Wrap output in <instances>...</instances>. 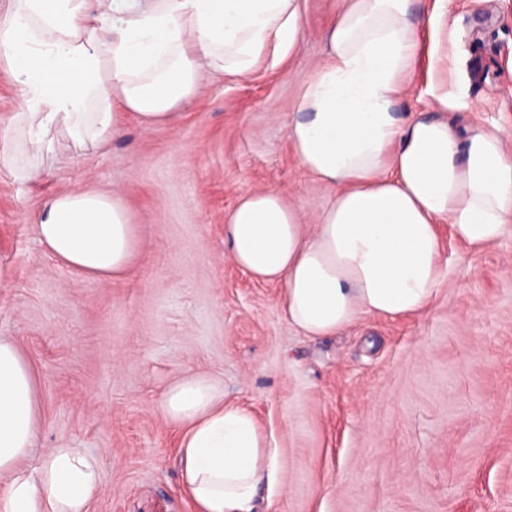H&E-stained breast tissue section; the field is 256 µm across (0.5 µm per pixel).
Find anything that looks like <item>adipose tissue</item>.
<instances>
[{
	"instance_id": "ef3b65f1",
	"label": "adipose tissue",
	"mask_w": 512,
	"mask_h": 512,
	"mask_svg": "<svg viewBox=\"0 0 512 512\" xmlns=\"http://www.w3.org/2000/svg\"><path fill=\"white\" fill-rule=\"evenodd\" d=\"M409 2L347 0L324 33L325 62L302 81L288 139L336 190L315 224L274 189L243 195L225 220L234 263L281 284L284 317L306 337L367 314L427 311L445 270L440 224L476 249L512 235L502 134L395 110L419 50ZM297 20V0H10L0 67L17 77L21 107L0 130V166L33 179L63 151L109 146L122 115L167 122L197 95L202 65L248 74L269 48L296 44ZM34 229L46 253L93 279L125 273L140 247L116 192L54 194ZM158 408L180 433V483L195 512H270L280 452L249 408L225 399L221 378L182 374ZM41 427L31 367L0 339V512H90L99 459L63 440L29 466Z\"/></svg>"
}]
</instances>
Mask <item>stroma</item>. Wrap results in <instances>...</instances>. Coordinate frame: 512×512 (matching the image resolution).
Wrapping results in <instances>:
<instances>
[{
	"instance_id": "35a3bbf8",
	"label": "stroma",
	"mask_w": 512,
	"mask_h": 512,
	"mask_svg": "<svg viewBox=\"0 0 512 512\" xmlns=\"http://www.w3.org/2000/svg\"><path fill=\"white\" fill-rule=\"evenodd\" d=\"M346 0H299L300 37L254 71L205 75L176 117L126 119L99 151L59 157L38 178L0 170V338L33 366L43 410L35 444L71 440L101 459L93 512H193L181 491L165 387L222 376L280 451L271 512H512V236L477 253L446 239L448 275L428 311L367 315L338 335L289 327L281 287L224 251L240 196L276 189L307 223L334 191L287 137L302 80ZM413 0L419 52L396 110L500 130L512 150V0ZM120 193L140 253L98 281L37 239L43 199Z\"/></svg>"
}]
</instances>
